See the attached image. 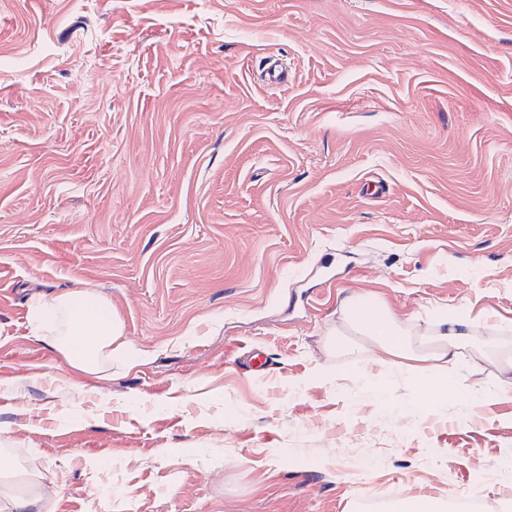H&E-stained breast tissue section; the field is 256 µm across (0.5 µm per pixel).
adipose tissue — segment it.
<instances>
[{
    "label": "adipose tissue",
    "instance_id": "1",
    "mask_svg": "<svg viewBox=\"0 0 512 512\" xmlns=\"http://www.w3.org/2000/svg\"><path fill=\"white\" fill-rule=\"evenodd\" d=\"M31 326L68 364L85 373H105L114 356L125 353L123 322L100 294L91 289H67L50 300H34ZM465 307L439 311L429 338L415 337L378 296L360 292L342 302V317L328 330L324 347L344 357L374 349L385 364L426 392L430 399L451 392H468L469 384L456 365L477 339ZM50 491H37L35 474L21 484L0 481V512H51Z\"/></svg>",
    "mask_w": 512,
    "mask_h": 512
}]
</instances>
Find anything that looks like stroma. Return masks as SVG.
<instances>
[{
	"label": "stroma",
	"mask_w": 512,
	"mask_h": 512,
	"mask_svg": "<svg viewBox=\"0 0 512 512\" xmlns=\"http://www.w3.org/2000/svg\"><path fill=\"white\" fill-rule=\"evenodd\" d=\"M68 288L124 324L109 378L30 333ZM362 291L512 346V0H0V442L53 512H504L500 361L418 412L324 349Z\"/></svg>",
	"instance_id": "1"
}]
</instances>
